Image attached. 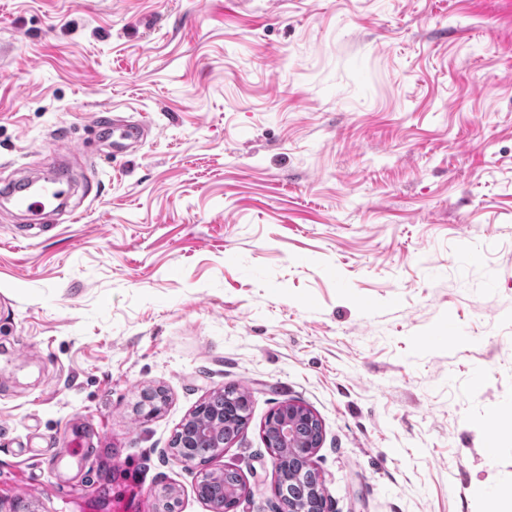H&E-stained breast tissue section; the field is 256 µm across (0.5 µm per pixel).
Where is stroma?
<instances>
[{"label":"stroma","mask_w":512,"mask_h":512,"mask_svg":"<svg viewBox=\"0 0 512 512\" xmlns=\"http://www.w3.org/2000/svg\"><path fill=\"white\" fill-rule=\"evenodd\" d=\"M61 158L79 222L0 207V512H274L289 400L332 512H512V0H0V183ZM102 136L106 140L112 139V150L122 151L123 148H134L147 137L146 126L138 121L126 120L112 115V123L104 117L97 121ZM194 414L195 412L192 414V416L187 420L185 424H187L193 419ZM199 419L202 418L199 416L193 419L192 423L190 424V433L187 435L188 438L185 440V443H183L182 448H173V456L180 463H192L198 453H207L210 454L211 457H214L224 452L223 442H216L213 448H191V438H209L211 436V433L207 428V420ZM224 474L234 475L240 480L237 473L231 470L205 471L201 473L200 480L196 485L198 497L209 503L213 512H235L239 505L236 487H224ZM202 489L214 491L215 497L202 498L199 495Z\"/></svg>","instance_id":"obj_1"}]
</instances>
